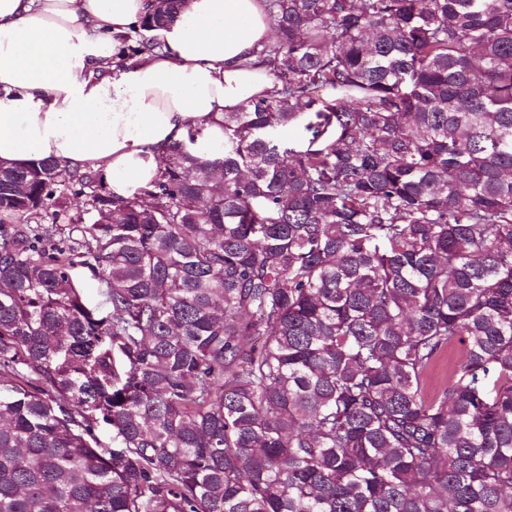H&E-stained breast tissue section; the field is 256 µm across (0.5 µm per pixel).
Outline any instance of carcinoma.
<instances>
[{
  "mask_svg": "<svg viewBox=\"0 0 512 512\" xmlns=\"http://www.w3.org/2000/svg\"><path fill=\"white\" fill-rule=\"evenodd\" d=\"M265 7L220 146L0 170V512H512V0Z\"/></svg>",
  "mask_w": 512,
  "mask_h": 512,
  "instance_id": "obj_1",
  "label": "carcinoma"
}]
</instances>
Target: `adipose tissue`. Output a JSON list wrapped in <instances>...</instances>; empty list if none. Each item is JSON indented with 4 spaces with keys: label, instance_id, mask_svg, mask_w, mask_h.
I'll list each match as a JSON object with an SVG mask.
<instances>
[{
    "label": "adipose tissue",
    "instance_id": "1",
    "mask_svg": "<svg viewBox=\"0 0 512 512\" xmlns=\"http://www.w3.org/2000/svg\"><path fill=\"white\" fill-rule=\"evenodd\" d=\"M158 0H0V165L47 157L102 177L114 197L145 188L157 157L266 94L257 53L273 38L263 0H183L161 50L125 60Z\"/></svg>",
    "mask_w": 512,
    "mask_h": 512
}]
</instances>
